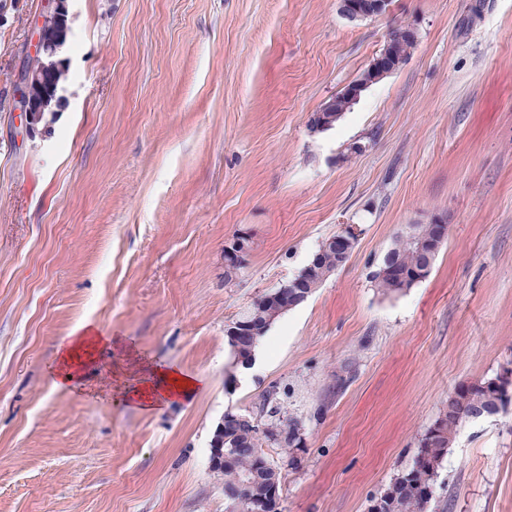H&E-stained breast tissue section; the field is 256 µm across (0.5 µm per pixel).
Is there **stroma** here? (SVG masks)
<instances>
[{"label": "stroma", "mask_w": 512, "mask_h": 512, "mask_svg": "<svg viewBox=\"0 0 512 512\" xmlns=\"http://www.w3.org/2000/svg\"><path fill=\"white\" fill-rule=\"evenodd\" d=\"M46 0L0 13V512H231L209 469L225 411L277 389L301 420L280 448L278 512H367L463 382L512 369V0H71L66 104L28 135L18 74ZM406 63L343 118L311 116L357 80L389 30ZM443 217L431 274L370 279L409 225ZM344 224L347 263L225 381L226 324ZM253 245L232 282L224 243ZM83 387L55 386L83 323ZM204 375L143 410L113 392L141 366ZM426 512H512V404L463 423ZM391 0H340V12L350 21H363L382 16ZM111 340L108 336H101L92 325L82 327L81 333L71 336L67 343L60 346L58 360L53 366L55 385L78 388L82 383V372L94 361L93 355L98 347Z\"/></svg>", "instance_id": "1"}]
</instances>
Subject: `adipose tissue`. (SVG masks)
Wrapping results in <instances>:
<instances>
[{"mask_svg":"<svg viewBox=\"0 0 512 512\" xmlns=\"http://www.w3.org/2000/svg\"><path fill=\"white\" fill-rule=\"evenodd\" d=\"M108 337L100 335L92 325H85L76 336L61 345L57 362L53 366L56 385L66 388L80 386L84 368L92 363L99 346L108 344ZM150 376L143 386L129 394V401L145 409L174 399H189L206 379L201 375H190L172 365L150 367Z\"/></svg>","mask_w":512,"mask_h":512,"instance_id":"obj_1","label":"adipose tissue"}]
</instances>
